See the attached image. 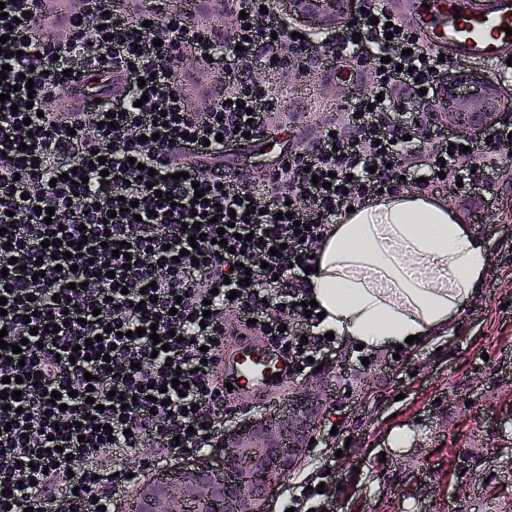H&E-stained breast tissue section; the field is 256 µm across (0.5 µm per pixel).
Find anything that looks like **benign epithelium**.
<instances>
[{
	"mask_svg": "<svg viewBox=\"0 0 512 512\" xmlns=\"http://www.w3.org/2000/svg\"><path fill=\"white\" fill-rule=\"evenodd\" d=\"M347 0H288V14L314 25L333 27ZM497 88L480 76L457 75L445 83L444 126L467 135L501 120ZM320 393L307 387L292 399L288 412L270 422L247 423L224 433V465L198 460L165 479L146 481L134 496L133 512H266L274 481L288 476L310 448L316 430Z\"/></svg>",
	"mask_w": 512,
	"mask_h": 512,
	"instance_id": "7a95c632",
	"label": "benign epithelium"
}]
</instances>
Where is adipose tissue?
Here are the masks:
<instances>
[{
	"label": "adipose tissue",
	"instance_id": "ef3b65f1",
	"mask_svg": "<svg viewBox=\"0 0 512 512\" xmlns=\"http://www.w3.org/2000/svg\"><path fill=\"white\" fill-rule=\"evenodd\" d=\"M489 266L484 240L443 199L409 191L340 218L310 286L326 330L380 349L448 330Z\"/></svg>",
	"mask_w": 512,
	"mask_h": 512
}]
</instances>
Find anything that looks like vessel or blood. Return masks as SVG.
<instances>
[{
  "label": "vessel or blood",
  "instance_id": "1",
  "mask_svg": "<svg viewBox=\"0 0 512 512\" xmlns=\"http://www.w3.org/2000/svg\"><path fill=\"white\" fill-rule=\"evenodd\" d=\"M76 0H53L44 25L62 26L76 11ZM412 34L457 59L496 61L512 56V0H396L391 8ZM223 381L237 397L258 398L277 410V392L288 383V363L260 337L246 335L235 354L220 363Z\"/></svg>",
  "mask_w": 512,
  "mask_h": 512
}]
</instances>
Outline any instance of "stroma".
I'll return each mask as SVG.
<instances>
[{"mask_svg": "<svg viewBox=\"0 0 512 512\" xmlns=\"http://www.w3.org/2000/svg\"><path fill=\"white\" fill-rule=\"evenodd\" d=\"M270 78L279 110L297 122L269 133L263 153L250 159L259 171L313 139L324 109L351 95L319 69ZM440 196L487 241L486 286L457 329L427 343L371 350L362 363L356 345L338 337L322 369L307 373L322 391L319 445L294 476L272 484L269 512H283L295 477L318 478L319 446L329 443L333 422L351 442L325 481L327 512H512V222L487 220L492 211L512 213V180L495 179L481 205L452 188ZM395 429L409 431L411 443L389 447Z\"/></svg>", "mask_w": 512, "mask_h": 512, "instance_id": "stroma-1", "label": "stroma"}]
</instances>
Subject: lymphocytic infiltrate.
<instances>
[{
	"label": "lymphocytic infiltrate",
	"instance_id": "f902f5d3",
	"mask_svg": "<svg viewBox=\"0 0 512 512\" xmlns=\"http://www.w3.org/2000/svg\"><path fill=\"white\" fill-rule=\"evenodd\" d=\"M83 2L52 43L38 34L42 0H7L0 18V94L10 102L0 111V512H101L131 475L221 444L216 367L237 329L284 349L295 380L333 350L306 269L348 207L407 189L415 168L430 190L458 184L469 195L512 174L511 122L486 128L469 151L452 146L434 110L448 65L406 26L387 33L394 16L381 0H357L316 54L273 0H233L224 35L160 7L133 17L113 0ZM221 40L232 50L224 86L214 105L192 108L173 62L208 65ZM258 60L280 72L328 60L335 74L372 75L260 182L224 173L225 147L258 140L277 108L253 76ZM105 70L112 97L64 111L70 77ZM72 172L81 184L68 181ZM124 241L128 256L115 257ZM150 326L166 350L156 351ZM174 378L188 383L186 395ZM153 387L166 401L149 400Z\"/></svg>",
	"mask_w": 512,
	"mask_h": 512
}]
</instances>
